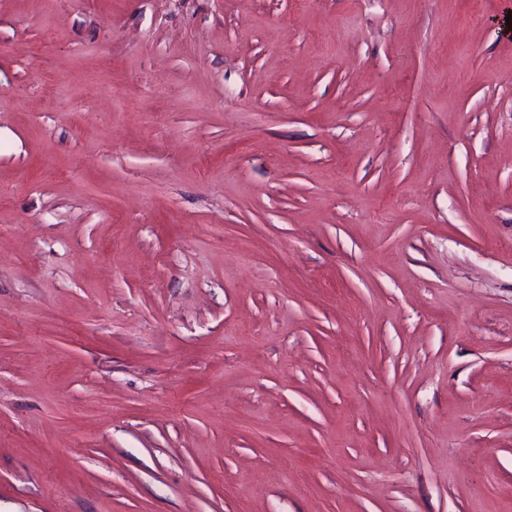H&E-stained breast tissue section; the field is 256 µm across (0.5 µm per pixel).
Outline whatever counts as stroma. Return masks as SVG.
I'll return each instance as SVG.
<instances>
[{
	"mask_svg": "<svg viewBox=\"0 0 512 512\" xmlns=\"http://www.w3.org/2000/svg\"><path fill=\"white\" fill-rule=\"evenodd\" d=\"M512 0H0V512H512Z\"/></svg>",
	"mask_w": 512,
	"mask_h": 512,
	"instance_id": "1",
	"label": "stroma"
}]
</instances>
